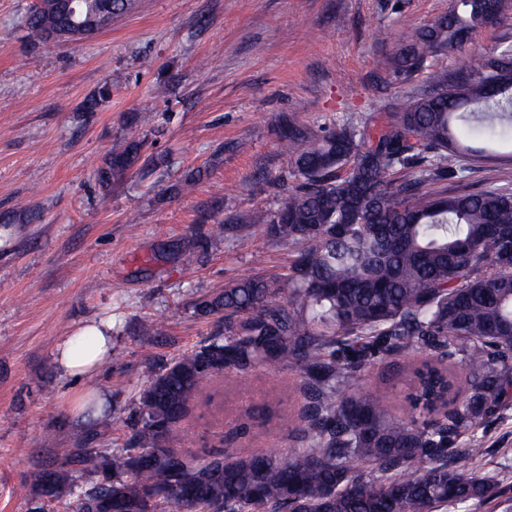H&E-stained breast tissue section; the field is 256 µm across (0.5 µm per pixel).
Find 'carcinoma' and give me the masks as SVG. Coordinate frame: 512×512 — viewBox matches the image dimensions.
<instances>
[{
	"instance_id": "cac0c4a2",
	"label": "carcinoma",
	"mask_w": 512,
	"mask_h": 512,
	"mask_svg": "<svg viewBox=\"0 0 512 512\" xmlns=\"http://www.w3.org/2000/svg\"><path fill=\"white\" fill-rule=\"evenodd\" d=\"M104 2L114 18L136 7L74 0L67 10L39 0L26 26L89 38ZM510 21L512 0H453L437 23L403 34L395 72ZM510 58L506 49L456 75L434 70L429 89L319 134L288 123L280 135L288 181L273 212L246 218L288 245L286 272L194 302L224 331L150 377L131 447L108 455L74 448L68 468H35L22 487L41 500L67 496L78 512H439L493 496V480L459 466L484 452L481 442L451 458L448 448L512 392V188L472 190L464 165L470 153L512 147ZM410 135L422 152L410 153ZM144 151L135 137L112 148L98 170L101 187ZM423 348L433 360L408 383L423 418L403 421L362 390L366 366L377 354ZM451 359L467 371L462 384L443 366ZM257 363L303 373L300 422L285 424L300 447L286 456L204 457L174 447L209 377ZM74 471L97 479L79 484Z\"/></svg>"
}]
</instances>
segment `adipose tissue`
<instances>
[{"instance_id": "1", "label": "adipose tissue", "mask_w": 512, "mask_h": 512, "mask_svg": "<svg viewBox=\"0 0 512 512\" xmlns=\"http://www.w3.org/2000/svg\"><path fill=\"white\" fill-rule=\"evenodd\" d=\"M111 352V325L92 321L78 326L57 345L54 358L65 374L79 381L96 373Z\"/></svg>"}]
</instances>
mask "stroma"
I'll return each instance as SVG.
<instances>
[{
    "label": "stroma",
    "mask_w": 512,
    "mask_h": 512,
    "mask_svg": "<svg viewBox=\"0 0 512 512\" xmlns=\"http://www.w3.org/2000/svg\"><path fill=\"white\" fill-rule=\"evenodd\" d=\"M31 0H0V512H66L19 487L33 466H58L72 448L128 447L149 378L224 325L195 299L245 276L284 273L287 245L247 224L274 210L288 171L279 127L310 129L379 109L426 88L429 72L512 45V25L473 35L462 51L395 73L400 36L447 13L450 0H139L98 34L32 36ZM97 111L84 100L102 85ZM166 164L127 173L101 191L97 170L131 136ZM198 174L192 194L178 180ZM35 213L30 224L8 216ZM112 323V356L75 381L53 359L79 325ZM428 351L377 358L363 389L408 419L410 371ZM292 366L225 369L190 402L176 442L202 455L287 453L282 427L304 402ZM106 400L94 421L74 392ZM472 464L497 498L446 512H512V398L473 432Z\"/></svg>",
    "instance_id": "35a3bbf8"
}]
</instances>
